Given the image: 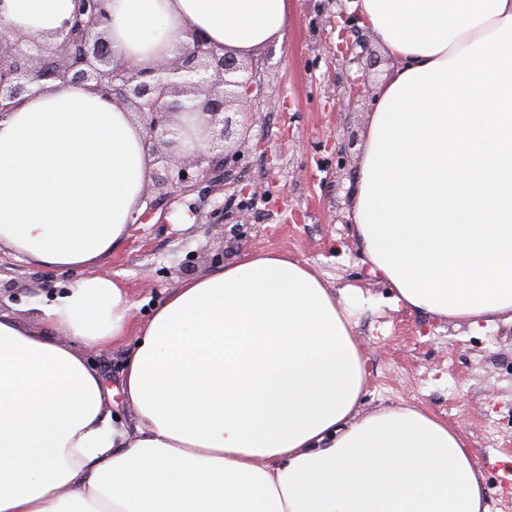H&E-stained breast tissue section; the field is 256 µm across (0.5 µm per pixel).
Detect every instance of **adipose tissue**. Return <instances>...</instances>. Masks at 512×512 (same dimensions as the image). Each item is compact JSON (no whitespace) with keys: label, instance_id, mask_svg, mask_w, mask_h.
<instances>
[{"label":"adipose tissue","instance_id":"1","mask_svg":"<svg viewBox=\"0 0 512 512\" xmlns=\"http://www.w3.org/2000/svg\"><path fill=\"white\" fill-rule=\"evenodd\" d=\"M393 68L376 93L352 227L395 309L472 329L512 323V0H353ZM116 58L171 57L186 30L249 56L290 0H107ZM74 0H0V32L39 42ZM144 129L85 85L47 84L0 117V247L84 270L30 330L0 313V512H488L462 433L427 410L360 414L355 311L274 252L176 288L145 324L97 274L137 220ZM133 337L105 408L83 348Z\"/></svg>","mask_w":512,"mask_h":512}]
</instances>
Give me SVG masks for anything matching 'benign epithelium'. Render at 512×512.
<instances>
[{
    "label": "benign epithelium",
    "instance_id": "obj_1",
    "mask_svg": "<svg viewBox=\"0 0 512 512\" xmlns=\"http://www.w3.org/2000/svg\"><path fill=\"white\" fill-rule=\"evenodd\" d=\"M66 32L52 43H40L20 32L0 34V115H4L41 81L92 84V89L135 112L144 125L143 148L152 157L151 183L145 193L167 196L203 181L216 163L229 170L245 144L237 115L253 112L259 91L257 68L232 53H221L200 31L188 28L189 43L173 57L148 67H137L113 56L104 37L108 23L105 0H75ZM343 20L337 52L350 64L375 67L381 59L371 49V37L347 11L346 0H336ZM343 106L354 107L369 92L366 77L342 81ZM202 114L206 147L182 150L184 114Z\"/></svg>",
    "mask_w": 512,
    "mask_h": 512
}]
</instances>
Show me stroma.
Returning a JSON list of instances; mask_svg holds the SVG:
<instances>
[{
    "label": "stroma",
    "instance_id": "1",
    "mask_svg": "<svg viewBox=\"0 0 512 512\" xmlns=\"http://www.w3.org/2000/svg\"><path fill=\"white\" fill-rule=\"evenodd\" d=\"M335 39V5L291 0L284 41L262 51L267 62L244 159L231 175L216 171L193 191L156 201L150 216L133 225L102 262L124 283L137 320H146L186 280L214 271L218 253L228 263L252 251L282 253L306 262L332 287L389 297V284L364 264L349 220V184L374 99L337 111V78L357 76L359 67L329 54ZM343 129L355 134L357 144L340 171L336 133ZM217 221L223 230H214ZM78 277L27 264L0 247V282L18 294L0 300V311L39 328L40 307ZM355 320L367 372L362 412L412 404L448 421L464 435L483 476L488 512H512V324L474 332L385 305L359 312ZM131 348L125 338L85 352L114 392L107 411L130 425L133 411L118 390Z\"/></svg>",
    "mask_w": 512,
    "mask_h": 512
}]
</instances>
